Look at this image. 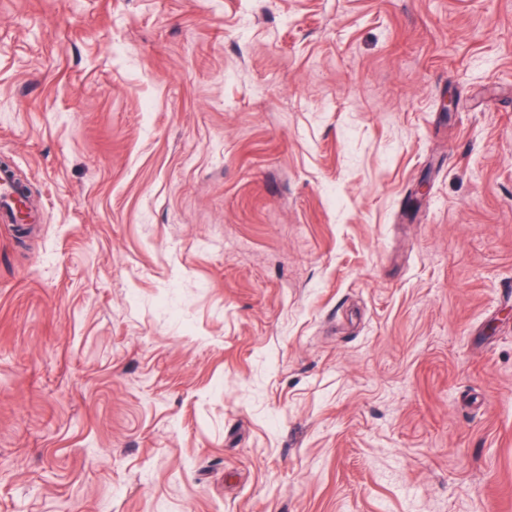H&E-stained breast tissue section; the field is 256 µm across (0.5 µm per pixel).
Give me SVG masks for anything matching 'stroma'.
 <instances>
[{"label": "stroma", "mask_w": 512, "mask_h": 512, "mask_svg": "<svg viewBox=\"0 0 512 512\" xmlns=\"http://www.w3.org/2000/svg\"><path fill=\"white\" fill-rule=\"evenodd\" d=\"M4 159L0 512H512V0H0Z\"/></svg>", "instance_id": "stroma-1"}]
</instances>
